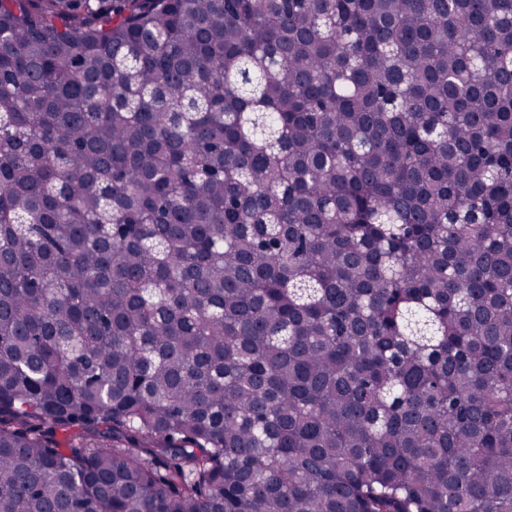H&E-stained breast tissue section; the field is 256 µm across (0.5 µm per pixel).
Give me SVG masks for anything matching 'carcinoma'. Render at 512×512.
<instances>
[{"label":"carcinoma","instance_id":"1","mask_svg":"<svg viewBox=\"0 0 512 512\" xmlns=\"http://www.w3.org/2000/svg\"><path fill=\"white\" fill-rule=\"evenodd\" d=\"M0 512H512V0H0Z\"/></svg>","mask_w":512,"mask_h":512}]
</instances>
